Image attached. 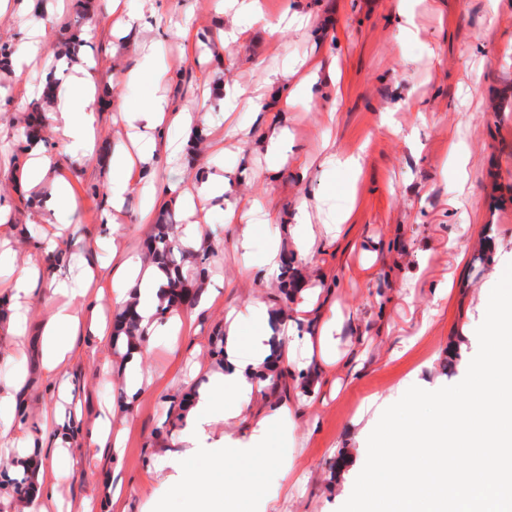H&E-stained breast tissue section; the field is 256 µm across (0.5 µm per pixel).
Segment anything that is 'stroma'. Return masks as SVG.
<instances>
[{"label": "stroma", "instance_id": "obj_1", "mask_svg": "<svg viewBox=\"0 0 512 512\" xmlns=\"http://www.w3.org/2000/svg\"><path fill=\"white\" fill-rule=\"evenodd\" d=\"M42 5L40 20L32 16L31 0H9L0 12V45H9L14 56L28 54L31 31L43 30L47 37L23 72L0 68V198L11 205L0 240H8L20 261L32 240L53 232L16 182L23 157L18 145L29 116L22 95L25 85L42 82L51 70L54 48L68 37L64 24L75 18L72 0ZM85 5L100 33L78 51L95 60L98 154L93 160L75 153L62 157L59 174L76 212L65 255L45 267V276L77 279L85 259L108 265L116 241L139 249L161 212L183 224L181 205L164 195L149 198L147 186L193 182L208 165L231 171L230 201L261 210L265 221L254 225L245 251L235 246L238 227L225 207L206 204L201 246L212 254L202 287L206 305L182 310L186 332L176 354H169L162 338L143 352L140 369L153 383L128 402L112 404L122 355L92 336L78 348L65 376L81 403L79 422L89 424L113 410L125 444L117 458L78 444L71 448L72 475L58 491V512H189V504L172 494L167 472L154 466L157 455L179 449L168 432V413L186 389L207 388L219 372L212 338L223 331L228 311L242 314L245 334L254 300L295 316V301L281 299L277 283L266 281L263 257L272 239L293 250L303 199L321 248L311 258L295 256L288 277L320 289V310L300 328L313 332L335 319L339 363L327 381L284 376L290 396L306 403L300 417L281 420L272 431L267 462L231 460L213 472L207 460L194 456L184 465L222 486L232 512H258L267 500L277 512H338L365 464L371 424L382 408L411 386L434 391L464 378L478 351L476 329L491 275L512 263V0H499L494 19L487 0H292L309 25L272 33L255 23L224 49L219 41L232 18L221 12L219 0H141L142 26L124 38L111 34L121 22L112 0ZM147 41L155 48L152 64L140 52ZM306 57L337 65L339 81L282 100L285 85L301 79L297 73L284 76V69ZM132 68L140 77L130 83L124 74ZM258 82L267 86L264 112L213 105L194 118L203 134L197 144L180 126L165 128L174 152L152 171L132 174L117 230L109 232L101 216L109 206L110 160L130 144L123 110L156 96L191 105L203 93ZM330 108L336 111L331 123L325 119ZM282 128L290 152L285 162L273 164L265 146L272 130ZM452 138L467 158L464 184L448 150ZM360 149L365 164L358 180L324 163L327 152ZM257 169L263 172L258 179ZM350 194L356 199L353 215L339 238H332L325 222ZM446 282L452 285L447 296L440 292ZM47 313L34 300L16 336L14 311L0 303V377L25 375L26 414L34 422L56 397L40 367L37 326ZM285 458L295 470L287 483L277 475ZM112 480L120 484L119 503L98 500ZM243 485L250 494L237 497Z\"/></svg>", "mask_w": 512, "mask_h": 512}]
</instances>
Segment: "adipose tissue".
Segmentation results:
<instances>
[{
    "label": "adipose tissue",
    "mask_w": 512,
    "mask_h": 512,
    "mask_svg": "<svg viewBox=\"0 0 512 512\" xmlns=\"http://www.w3.org/2000/svg\"><path fill=\"white\" fill-rule=\"evenodd\" d=\"M59 101L57 112L52 115L54 129L68 142L71 151L87 158L97 151V118L92 106L94 89L88 70L74 76L71 85L56 88ZM173 118V106L163 96L128 111L127 120L135 128L136 154L121 153L112 158V178L108 185L113 205H120L128 186L133 167H150L164 150L161 139L164 125ZM59 168L48 148L42 143H32L25 152L23 178L33 187H47L43 202L47 216L60 218L74 208L68 184L59 179ZM61 245L53 239H37L30 248L29 257L18 266L12 279L0 280V297L13 308L37 291L46 289L51 294V305L45 322L39 326L41 337V368L48 378L59 376L69 358L76 353L80 336L92 334L112 338L113 322L103 315V302L114 283H122V303L136 306L142 324L149 336H180L183 323L177 317L159 321L155 316L160 297L165 292L167 275L159 266H144L137 255L120 254L116 274H107L100 267L85 265L76 284L64 280H46L38 266V258L52 256ZM278 321L280 337L284 341L281 356H273L271 321ZM251 334L240 340L236 322L224 328L225 361L222 373L216 374L208 389L190 394L182 408L179 442L181 452L161 456L163 468L171 472V489L174 495L190 503L192 512H224V491L214 486L205 476L186 472L182 456L190 454L209 460L212 469H223L227 460L252 462L268 456L271 431L284 415L293 413L296 404H280L272 411L259 406L266 387L264 374L274 368L296 365L306 369L310 365L326 369L333 366L331 332L321 329L318 334L300 333L295 319L275 318L267 302L255 301L250 307ZM22 377H15L11 388L0 390V452L12 453L15 463L8 466V477L28 469L32 476L26 512H47L48 501L57 496L58 486L71 474L57 456L58 451L71 447L76 438L71 420L58 415L56 406H44L38 430L27 435L26 449L12 446L9 433L19 425L21 410L13 393L20 386ZM224 421V435L213 429L217 421ZM50 435L57 453H42L36 437Z\"/></svg>",
    "instance_id": "1"
}]
</instances>
